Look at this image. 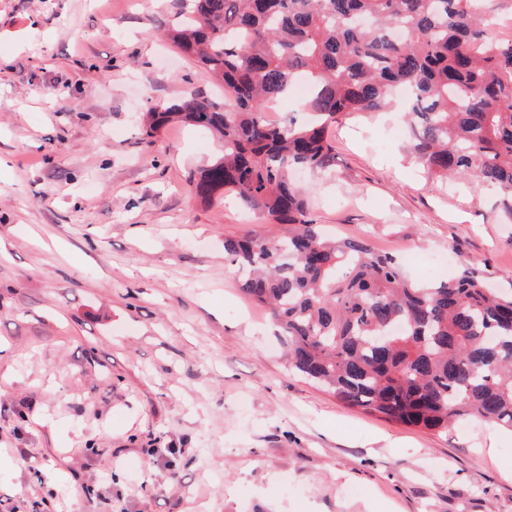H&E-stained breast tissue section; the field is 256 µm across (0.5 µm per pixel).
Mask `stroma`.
<instances>
[{"instance_id": "stroma-1", "label": "stroma", "mask_w": 512, "mask_h": 512, "mask_svg": "<svg viewBox=\"0 0 512 512\" xmlns=\"http://www.w3.org/2000/svg\"><path fill=\"white\" fill-rule=\"evenodd\" d=\"M179 0H0V512H512V433L408 427L289 372L224 241L260 219L197 202L220 152L138 117L224 90L163 33ZM310 209L412 279L451 259L512 289L498 192L451 188L401 110L339 117Z\"/></svg>"}]
</instances>
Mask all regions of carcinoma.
I'll list each match as a JSON object with an SVG mask.
<instances>
[{
    "label": "carcinoma",
    "mask_w": 512,
    "mask_h": 512,
    "mask_svg": "<svg viewBox=\"0 0 512 512\" xmlns=\"http://www.w3.org/2000/svg\"><path fill=\"white\" fill-rule=\"evenodd\" d=\"M167 34L224 83L148 109L144 134L173 122L209 130L221 154L193 181L209 203L231 192L281 234L224 240L241 290L268 309L288 369L342 403L434 432L476 417L512 430V292L464 269L412 282L359 238L331 240L300 170L332 171L329 128L380 112L407 89L413 153L441 178L495 188L512 216V40L487 37L484 0H183ZM298 82L295 115L267 119Z\"/></svg>",
    "instance_id": "1"
}]
</instances>
